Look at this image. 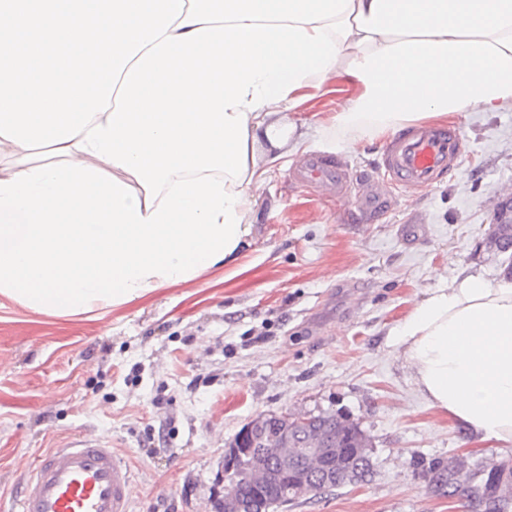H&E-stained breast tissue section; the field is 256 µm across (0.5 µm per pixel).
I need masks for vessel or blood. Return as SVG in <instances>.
I'll use <instances>...</instances> for the list:
<instances>
[{
	"mask_svg": "<svg viewBox=\"0 0 512 512\" xmlns=\"http://www.w3.org/2000/svg\"><path fill=\"white\" fill-rule=\"evenodd\" d=\"M465 148L455 130L422 125L390 141L375 176L354 181L341 159L318 154L296 166L292 179L328 197H354L359 214L373 218L380 212L377 184L429 189L460 165ZM132 492L131 469L110 442L84 436L37 461L16 507L18 512H132Z\"/></svg>",
	"mask_w": 512,
	"mask_h": 512,
	"instance_id": "1",
	"label": "vessel or blood"
}]
</instances>
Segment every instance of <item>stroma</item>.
<instances>
[{"label": "stroma", "mask_w": 512, "mask_h": 512, "mask_svg": "<svg viewBox=\"0 0 512 512\" xmlns=\"http://www.w3.org/2000/svg\"><path fill=\"white\" fill-rule=\"evenodd\" d=\"M450 123L460 167L425 191L386 188L380 221L296 186L292 153L238 259L194 284L66 317L0 296V512L42 452L87 434L131 467L133 512H214L229 443L270 411L349 417L372 463L279 512H469L431 493L420 461L512 462V442L477 441L429 407L389 336L456 273L505 277L486 237L512 190V105Z\"/></svg>", "instance_id": "35a3bbf8"}]
</instances>
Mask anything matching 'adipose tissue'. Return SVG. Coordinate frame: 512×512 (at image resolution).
Masks as SVG:
<instances>
[{
    "mask_svg": "<svg viewBox=\"0 0 512 512\" xmlns=\"http://www.w3.org/2000/svg\"><path fill=\"white\" fill-rule=\"evenodd\" d=\"M0 44V295L54 316L235 261L275 151L512 105V0H0ZM393 334L430 407L512 442V281L455 278ZM338 96L339 94H334L320 99L318 103L315 105L314 109L309 111L295 110L293 112H285L286 129H288V121L294 123L298 127V131L304 129V122L310 121V117L315 112H322L320 117H322L323 119H330L332 112L336 110V97ZM332 98H334L333 102L330 100Z\"/></svg>",
    "mask_w": 512,
    "mask_h": 512,
    "instance_id": "obj_1",
    "label": "adipose tissue"
}]
</instances>
